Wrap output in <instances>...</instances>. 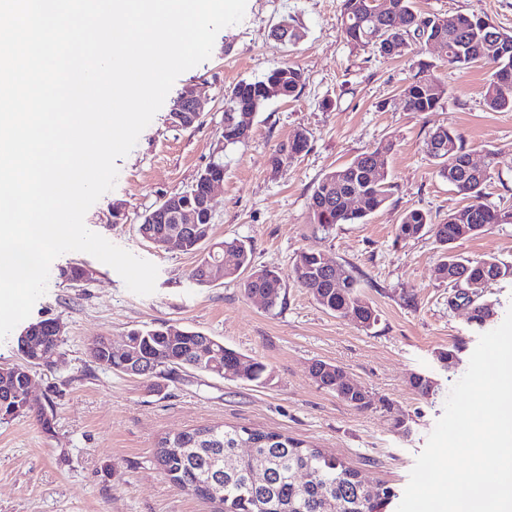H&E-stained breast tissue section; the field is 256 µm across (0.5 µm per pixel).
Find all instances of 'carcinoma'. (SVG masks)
Instances as JSON below:
<instances>
[{
	"label": "carcinoma",
	"instance_id": "cac0c4a2",
	"mask_svg": "<svg viewBox=\"0 0 512 512\" xmlns=\"http://www.w3.org/2000/svg\"><path fill=\"white\" fill-rule=\"evenodd\" d=\"M341 24L347 41L355 48L371 49L383 57L402 56L412 47H421L437 40L448 49V64L458 69H467L476 63L493 65V72L485 87V104L492 111L512 110V85L501 84L502 76L512 73V52L504 53L502 43L512 42V34L479 16H458V23L448 26L438 15H425L415 7V0H343ZM417 72L403 89L405 109L408 112H434L447 94L446 88L430 74L434 64L420 59L416 61ZM303 85L301 70L278 65L270 69L263 78L242 80L224 91V146L244 142L251 125H240V110L255 116L269 100L268 89H276L281 97L295 95ZM307 136L297 130L287 141L278 145L271 157L275 168L283 158L294 157L307 147ZM426 153L436 164V173L447 181L457 193L467 199V205L448 214V219L434 223L431 215L411 209L402 214L396 225V238L410 240L430 234L442 248L443 260L438 266L439 278L452 284L459 299L464 300L462 288L468 281L489 286L502 279H512V265L494 258L469 259L454 252V244L464 238L475 237L492 224H511L512 211L493 209L482 202L484 189L491 179L488 170L469 166L470 153L462 137L453 129L440 127L432 132L425 142ZM392 145H379L358 154L346 166L325 174L312 188L308 209L311 223L324 230L338 224H358L389 198L385 183L384 164ZM356 194L363 200L361 206L348 204L349 196ZM179 224H150L148 219L138 225L139 236L149 235L155 242L180 232ZM226 255L233 264L224 268V278L239 283L244 295L266 299L267 309L272 310L281 303L284 277L281 272L256 268L252 265V251L244 241L233 238L220 241ZM184 252L199 253L197 264L191 269L189 279L197 285H209L210 274L216 266L209 265L201 246L195 241L187 242ZM323 255L302 251L296 255L293 274L318 305L339 317H348L357 311L366 326L377 321L376 311L362 298L357 278L346 276L344 286L323 278ZM171 326L165 322L148 329H132L128 339L134 344L139 357L149 363L150 372L145 377L162 378L174 367H193L194 356L201 347L203 332L184 327L182 333L171 335ZM215 348L221 352L224 371L236 368L243 354L215 339ZM39 352L52 357H62L64 339L44 336L39 341ZM125 357L102 353L95 360L99 366L124 374ZM320 388L333 392L349 406L368 408L372 401L356 404L357 393L340 385L341 369L334 364L319 362ZM242 381L265 386L270 382L267 367L254 359L246 362ZM414 392L428 398L435 392V381L418 374L410 382ZM36 415L43 429L52 428V417L47 408L38 403L19 406L10 410V405H0V421L27 414ZM250 434L257 448L256 455L235 459L232 469H220L221 459L230 455L237 447L238 435ZM182 437L195 439V453L177 457V441L164 437L159 441L155 454L158 461L173 472L170 479L178 486L196 494L217 500L223 512H374L380 503L388 504L394 497L392 489L377 486V501L364 499L354 488L352 478L359 472L346 466L338 458L327 455L319 448L278 433L249 430L243 427L205 425L180 433ZM263 463L270 478L264 485L249 484V475L257 463ZM303 469L311 472L313 480L301 490L288 479V473Z\"/></svg>",
	"mask_w": 512,
	"mask_h": 512
}]
</instances>
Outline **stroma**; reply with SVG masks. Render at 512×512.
<instances>
[{
	"mask_svg": "<svg viewBox=\"0 0 512 512\" xmlns=\"http://www.w3.org/2000/svg\"><path fill=\"white\" fill-rule=\"evenodd\" d=\"M419 11L477 15L512 32V0H415ZM342 0H247L243 20L222 29L211 57L181 74L163 106L130 153L117 159L114 188L85 215L86 227L158 267L156 290L130 292L110 266L83 252H68L51 266L46 293L31 321L56 318L66 327L65 360L57 370L37 369V400L53 410L51 430L31 417L0 421V512H219V505L167 478L155 448L165 436L224 424L280 433L333 453L368 483L403 495L416 457L442 416L452 385L466 372L482 331L497 328L512 308V281L486 288L494 307L485 327L467 309L449 306L452 290L437 275L442 250L428 235L397 240L405 210L419 209L442 221L464 204L436 173L424 142L436 127L455 129L474 162L491 178L483 201L512 209V111L484 103L492 68L449 67L447 54L427 46L422 55L384 58L354 48L341 27ZM289 20L301 38L283 46L272 29ZM433 62L447 88L437 111L408 112L400 92L416 72V59ZM288 63L304 73L292 99L273 98L257 111L251 135L223 147L224 91ZM200 86V122L174 124L171 109L183 90ZM304 130L308 147L280 168L276 146ZM392 143L386 182L390 197L362 224L329 232L309 218L314 184L358 154ZM224 155V183L213 200V237H237L252 248L255 266L283 272V303L265 308L227 279L208 287L188 278L196 255L158 249L137 233L145 213L162 196L186 190L216 153ZM302 251L336 260L359 281L376 310L369 328L324 310L302 288L292 261ZM463 257L512 263V224H497L459 240ZM80 263L93 272L75 287L60 270ZM167 322L222 339L266 364L269 385L257 386L181 368L152 383L105 370L87 355L99 336L120 342L134 328ZM462 344L450 369L439 352ZM335 364L368 390L376 404L356 410L321 389L309 374L313 361ZM432 377L434 396L410 387L411 374ZM392 408L384 410L380 400ZM406 426L394 428V415Z\"/></svg>",
	"mask_w": 512,
	"mask_h": 512,
	"instance_id": "obj_1",
	"label": "stroma"
}]
</instances>
